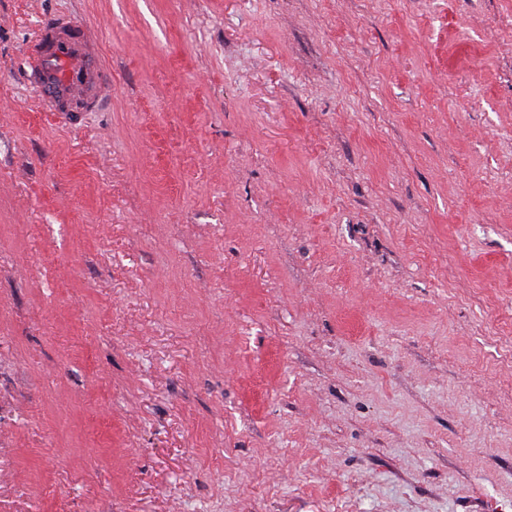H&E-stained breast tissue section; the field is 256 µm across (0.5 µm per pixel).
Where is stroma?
Here are the masks:
<instances>
[{"label":"stroma","instance_id":"1","mask_svg":"<svg viewBox=\"0 0 512 512\" xmlns=\"http://www.w3.org/2000/svg\"><path fill=\"white\" fill-rule=\"evenodd\" d=\"M0 512H512V0H0ZM25 57L42 112L61 123L76 124L83 112L98 110L111 95L112 78L97 32L72 18L40 25Z\"/></svg>","mask_w":512,"mask_h":512}]
</instances>
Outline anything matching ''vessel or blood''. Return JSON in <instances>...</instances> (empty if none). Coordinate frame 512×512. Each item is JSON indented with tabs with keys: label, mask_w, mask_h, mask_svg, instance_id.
Wrapping results in <instances>:
<instances>
[{
	"label": "vessel or blood",
	"mask_w": 512,
	"mask_h": 512,
	"mask_svg": "<svg viewBox=\"0 0 512 512\" xmlns=\"http://www.w3.org/2000/svg\"><path fill=\"white\" fill-rule=\"evenodd\" d=\"M28 77L42 111L72 125L110 97L112 78L98 34L69 17L36 30L25 48Z\"/></svg>",
	"instance_id": "obj_1"
}]
</instances>
